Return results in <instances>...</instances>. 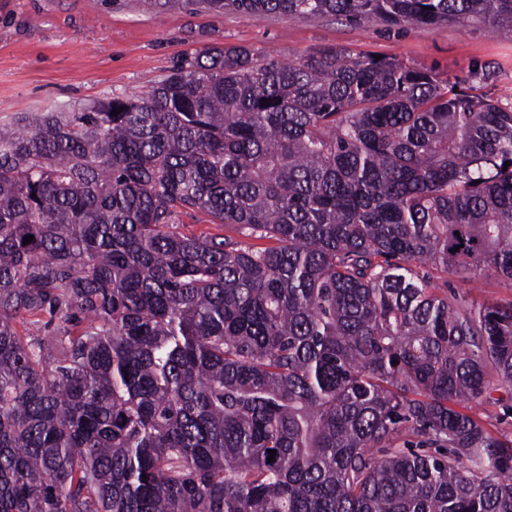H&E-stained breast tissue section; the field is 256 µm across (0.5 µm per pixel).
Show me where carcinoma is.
<instances>
[{"label": "carcinoma", "mask_w": 512, "mask_h": 512, "mask_svg": "<svg viewBox=\"0 0 512 512\" xmlns=\"http://www.w3.org/2000/svg\"><path fill=\"white\" fill-rule=\"evenodd\" d=\"M200 3L512 27V0ZM426 266L512 285V90L214 46L0 127V512H512V438L454 408L512 385V300ZM198 218L199 220H193L190 217H181V222L186 224L185 231L194 232L196 234L201 232L224 233V235L232 236L244 243H250L257 247L274 245L273 241L256 239L254 236H248V231H245L244 229L238 230L230 227H224L222 230V228L217 227L215 224H209L205 221V217L203 215H200ZM428 272L435 284L448 282L450 300L463 299L477 306L485 302L512 299V288L490 275L481 274L470 278L467 275L448 273L443 268L435 266L429 267Z\"/></svg>", "instance_id": "cac0c4a2"}]
</instances>
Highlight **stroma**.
<instances>
[{"instance_id":"1","label":"stroma","mask_w":512,"mask_h":512,"mask_svg":"<svg viewBox=\"0 0 512 512\" xmlns=\"http://www.w3.org/2000/svg\"><path fill=\"white\" fill-rule=\"evenodd\" d=\"M244 46L259 59H298L323 46L396 57L441 77H469L488 93L512 88V31L482 24L349 25L334 17H256L197 6L155 9L147 0H0V127L35 112L72 111L112 95L137 98L182 57L210 46ZM449 298L480 305L512 299L490 275L430 268ZM492 430L512 438V388L466 404Z\"/></svg>"}]
</instances>
